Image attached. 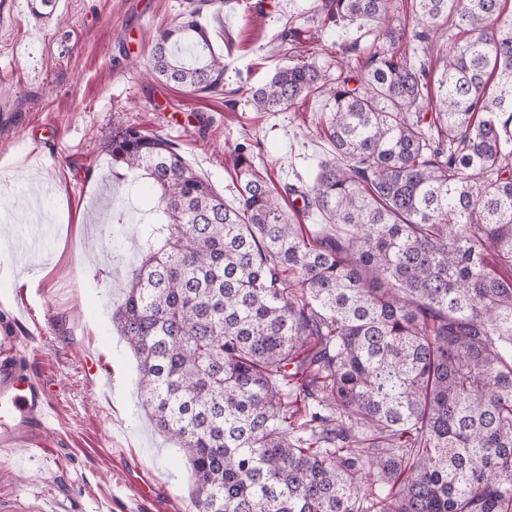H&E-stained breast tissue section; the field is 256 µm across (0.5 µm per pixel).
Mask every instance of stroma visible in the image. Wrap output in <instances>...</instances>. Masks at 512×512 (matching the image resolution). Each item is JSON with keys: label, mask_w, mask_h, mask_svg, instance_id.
<instances>
[{"label": "stroma", "mask_w": 512, "mask_h": 512, "mask_svg": "<svg viewBox=\"0 0 512 512\" xmlns=\"http://www.w3.org/2000/svg\"><path fill=\"white\" fill-rule=\"evenodd\" d=\"M322 3L209 0L201 15L224 54V86L194 93L144 74L157 31L190 0H56L48 21L35 19L29 0H0V113L13 115L0 125V325L9 327L0 355L51 388L54 411L40 436L44 460L20 450L0 459V512H197L186 461L143 410L136 361L112 323L126 267L101 252L109 244L132 256L154 196L113 170L104 146L127 126L161 134L233 206L228 147L256 139L282 206L298 223L332 232L298 199L333 155L320 133L327 95L312 92L285 112L248 103L251 89L300 61L331 82L341 59L362 71L370 23L320 29ZM116 209L131 211L133 223L114 224ZM29 238L39 242V279L12 261ZM91 361L109 373L110 396L86 375Z\"/></svg>", "instance_id": "obj_1"}]
</instances>
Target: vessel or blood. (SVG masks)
<instances>
[{
    "label": "vessel or blood",
    "instance_id": "obj_1",
    "mask_svg": "<svg viewBox=\"0 0 512 512\" xmlns=\"http://www.w3.org/2000/svg\"><path fill=\"white\" fill-rule=\"evenodd\" d=\"M53 419L47 386L10 358H0V451H34Z\"/></svg>",
    "mask_w": 512,
    "mask_h": 512
}]
</instances>
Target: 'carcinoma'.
<instances>
[{"label":"carcinoma","instance_id":"cac0c4a2","mask_svg":"<svg viewBox=\"0 0 512 512\" xmlns=\"http://www.w3.org/2000/svg\"><path fill=\"white\" fill-rule=\"evenodd\" d=\"M327 0L373 22L363 75L282 67L248 102H332L334 155L294 223L235 143L230 207L168 138L128 126L112 165L148 179L147 225L113 315L198 512H512V15L505 0ZM199 11L154 39L152 78L224 82ZM446 21L439 72L402 52Z\"/></svg>","mask_w":512,"mask_h":512}]
</instances>
